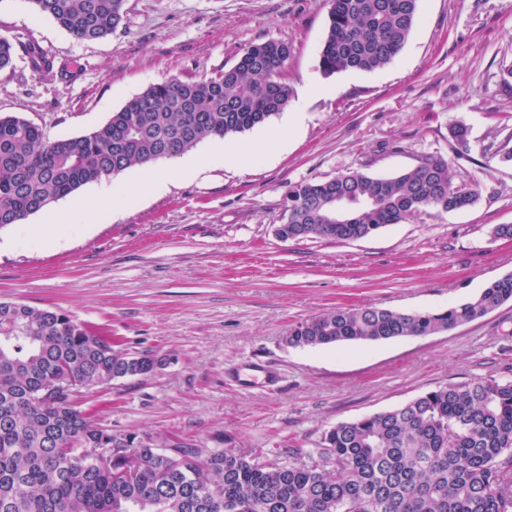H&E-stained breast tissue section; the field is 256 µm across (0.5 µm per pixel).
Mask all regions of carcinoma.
Returning a JSON list of instances; mask_svg holds the SVG:
<instances>
[{
    "instance_id": "obj_1",
    "label": "carcinoma",
    "mask_w": 512,
    "mask_h": 512,
    "mask_svg": "<svg viewBox=\"0 0 512 512\" xmlns=\"http://www.w3.org/2000/svg\"><path fill=\"white\" fill-rule=\"evenodd\" d=\"M324 75L388 65L411 34L420 0H330ZM78 40L112 34L126 0H30ZM291 47L252 44L230 69L153 84L89 134L46 138L36 123L0 115V228L19 224L79 187L134 165L180 156L209 138L264 124L285 109ZM475 184L424 156L399 174L358 172L288 188L280 233L361 239L426 210H462ZM512 300V274L441 312L338 309L297 323L290 346L426 336ZM160 365L112 347V337L52 308L0 302V512H512V380L450 383L405 405L340 422L318 458L270 460L218 450L206 460L165 453L98 427L70 386L139 376ZM67 383L55 395L45 384ZM89 448H114L103 467Z\"/></svg>"
}]
</instances>
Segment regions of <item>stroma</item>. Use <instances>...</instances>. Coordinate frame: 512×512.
Wrapping results in <instances>:
<instances>
[{"instance_id":"35a3bbf8","label":"stroma","mask_w":512,"mask_h":512,"mask_svg":"<svg viewBox=\"0 0 512 512\" xmlns=\"http://www.w3.org/2000/svg\"><path fill=\"white\" fill-rule=\"evenodd\" d=\"M399 54L373 72L319 68L329 0H127L112 35L79 41L30 0H0V36L15 41L0 70V115L40 125L52 139L89 133L153 84L200 80L232 67L254 43L292 48L291 97L264 125L206 140L203 155L242 145L301 120L284 147L251 164L214 165L177 176L182 157L149 197L131 167L0 229V302L59 309L111 336L117 350L149 351L155 372L76 394L97 426L166 449L191 444L200 457L236 449L289 459L315 453L339 422L404 405L450 383L512 379V301L429 336L317 348L292 347L297 323L339 308L440 311L512 274V0H420ZM34 42L54 61L36 72ZM468 129L458 145L449 129ZM447 160L475 182L468 209H430L358 240L279 238L289 185L358 172L391 176L419 157ZM259 363L263 372L252 371Z\"/></svg>"}]
</instances>
